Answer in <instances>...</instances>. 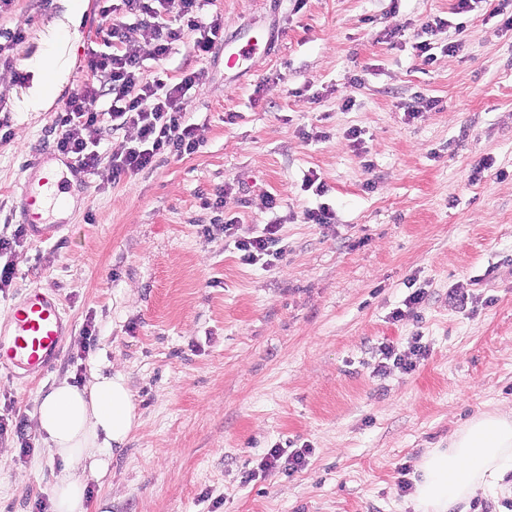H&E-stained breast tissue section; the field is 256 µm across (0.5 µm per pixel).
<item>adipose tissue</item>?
<instances>
[{
	"label": "adipose tissue",
	"mask_w": 512,
	"mask_h": 512,
	"mask_svg": "<svg viewBox=\"0 0 512 512\" xmlns=\"http://www.w3.org/2000/svg\"><path fill=\"white\" fill-rule=\"evenodd\" d=\"M32 65L38 80L24 111H42L67 76L44 50ZM138 426L126 377L121 370L96 374L83 386L61 381L41 398L37 429L65 464L54 487V512H89L85 475L104 477L108 448L122 446ZM414 512H454L459 505L492 494L512 495V408L478 415L458 428L444 448L427 451L418 465Z\"/></svg>",
	"instance_id": "adipose-tissue-1"
}]
</instances>
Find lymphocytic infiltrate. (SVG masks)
<instances>
[{
  "label": "lymphocytic infiltrate",
  "mask_w": 512,
  "mask_h": 512,
  "mask_svg": "<svg viewBox=\"0 0 512 512\" xmlns=\"http://www.w3.org/2000/svg\"><path fill=\"white\" fill-rule=\"evenodd\" d=\"M123 4L127 13L139 17L142 38L130 39L125 24L108 26L104 50L92 51L87 61L100 82L84 85L67 98L58 115L63 134L56 143L83 170L92 174L105 170L115 180L153 168L159 157L191 154L200 146L186 98L199 85V74H184L177 82L159 76L147 81L142 76L144 59H165L185 27L201 31L197 47L203 52L223 36L219 19L202 22L201 0H123ZM175 17L182 28L172 26ZM128 128L135 129L134 140L114 150H100L103 133ZM235 228L234 219L225 220L224 235L233 239L241 264L261 262L271 267L280 261L285 247L279 225H264L249 238L235 237Z\"/></svg>",
  "instance_id": "1"
}]
</instances>
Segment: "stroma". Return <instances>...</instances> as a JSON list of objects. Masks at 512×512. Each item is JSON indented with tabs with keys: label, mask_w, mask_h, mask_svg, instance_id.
<instances>
[{
	"label": "stroma",
	"mask_w": 512,
	"mask_h": 512,
	"mask_svg": "<svg viewBox=\"0 0 512 512\" xmlns=\"http://www.w3.org/2000/svg\"><path fill=\"white\" fill-rule=\"evenodd\" d=\"M67 3L0 7V31L25 33L0 53L12 134L0 141V238L15 269L0 331L33 288L59 297L72 326L44 376L0 364V421L25 423L24 436H0V512H53L64 463L39 436V401L115 368L141 425L106 479L87 477L91 512H413L400 483L421 456L512 407V29L483 5L455 15V0H212L202 15L220 13L222 41L201 52L183 31L161 65L175 81L201 76L188 93L199 149L116 182H69L68 230L38 243L15 236L16 194L54 148L63 102L92 82L106 21L84 12L46 111H19L31 84L14 74ZM433 16L449 26L427 64L414 45ZM259 23L278 33L272 54L228 74L225 47ZM422 96L437 107L408 118ZM311 173L325 196L303 190ZM263 194L277 208L258 210ZM323 203L333 223H305ZM232 217L240 238L280 224L276 266L240 263L224 238ZM454 288L474 304L449 303ZM418 289L423 302L405 308ZM417 341L428 354L416 368L379 370L380 344L404 353ZM305 445L301 470L256 476L271 448Z\"/></svg>",
	"instance_id": "35a3bbf8"
}]
</instances>
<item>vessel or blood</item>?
Here are the masks:
<instances>
[{"label": "vessel or blood", "instance_id": "b4317fda", "mask_svg": "<svg viewBox=\"0 0 512 512\" xmlns=\"http://www.w3.org/2000/svg\"><path fill=\"white\" fill-rule=\"evenodd\" d=\"M274 46L270 30L248 38L237 51L227 53L224 65L240 69L242 62L256 52L270 53ZM19 217L28 236L37 242L54 239L64 231L61 223L49 224L43 219L46 205L65 210V187L62 182L40 179L23 184L20 191ZM13 329L8 339H0V357H7L29 371L46 373L60 357L65 341L71 334V325L65 319L55 298L35 288L27 293L25 301L12 309Z\"/></svg>", "mask_w": 512, "mask_h": 512}]
</instances>
